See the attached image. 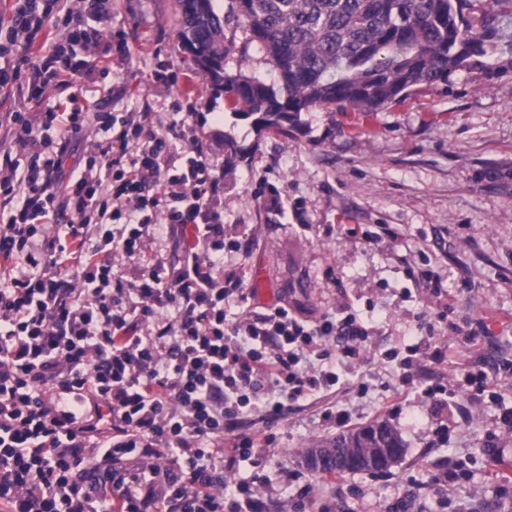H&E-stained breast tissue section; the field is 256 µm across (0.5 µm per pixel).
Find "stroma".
Here are the masks:
<instances>
[{
  "label": "stroma",
  "instance_id": "1",
  "mask_svg": "<svg viewBox=\"0 0 512 512\" xmlns=\"http://www.w3.org/2000/svg\"><path fill=\"white\" fill-rule=\"evenodd\" d=\"M227 13V74L273 81L243 20ZM104 36L129 35V56L108 77L85 82L78 107L140 109L165 104L193 109V134L224 169V240L251 239L231 263L244 282L259 269L272 302H299L316 315L347 310L367 328L360 357L337 366L335 388L270 419L247 412L237 433L252 437L260 465L242 462L225 477L260 485L267 512H512V17L506 39L453 72L447 82L411 92L376 112L331 105L302 113L301 129H258L231 94L213 89L179 38L176 0H108ZM163 61L173 82L155 79ZM234 149H226L225 141ZM288 200L271 210L268 191ZM377 245L367 236L380 229ZM439 275L451 295L437 302L419 281ZM269 302V303H272ZM249 298L240 312L265 311ZM447 344L450 363L413 366L415 387L385 401L400 368L390 351L407 354L427 340ZM496 380L482 393H462L441 409L422 391L455 382L457 364ZM345 412L355 430L384 422L402 438V459L382 473L318 474L306 448L339 435L325 409ZM295 481L285 482L284 472ZM313 491L301 497L303 481Z\"/></svg>",
  "mask_w": 512,
  "mask_h": 512
}]
</instances>
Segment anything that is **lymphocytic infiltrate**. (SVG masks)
<instances>
[{
	"label": "lymphocytic infiltrate",
	"instance_id": "f902f5d3",
	"mask_svg": "<svg viewBox=\"0 0 512 512\" xmlns=\"http://www.w3.org/2000/svg\"><path fill=\"white\" fill-rule=\"evenodd\" d=\"M57 0H17L0 22V88L32 107L0 113L21 148L0 154V512H265L250 484L224 498V473L254 441L224 433L243 412L278 418L336 386L368 334L353 314L288 306L235 315L243 280L224 267V190L187 117L76 108L73 45L89 23L13 63ZM57 95L41 106L45 88ZM105 131L71 170L76 140ZM193 225L175 261L153 250Z\"/></svg>",
	"mask_w": 512,
	"mask_h": 512
}]
</instances>
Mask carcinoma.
Returning a JSON list of instances; mask_svg holds the SVG:
<instances>
[{"label": "carcinoma", "instance_id": "obj_1", "mask_svg": "<svg viewBox=\"0 0 512 512\" xmlns=\"http://www.w3.org/2000/svg\"><path fill=\"white\" fill-rule=\"evenodd\" d=\"M247 42L272 63L269 83L224 73V15L213 0H197L181 17L183 45L214 86L233 93L258 126L286 134L303 112L330 105L377 111L421 86L486 54L505 37L502 19L512 0H235ZM366 429L307 450L312 458L329 448L355 447L357 458L376 460L380 449L366 442Z\"/></svg>", "mask_w": 512, "mask_h": 512}]
</instances>
